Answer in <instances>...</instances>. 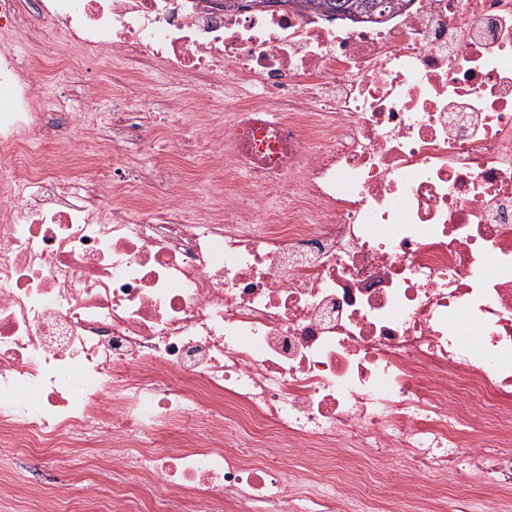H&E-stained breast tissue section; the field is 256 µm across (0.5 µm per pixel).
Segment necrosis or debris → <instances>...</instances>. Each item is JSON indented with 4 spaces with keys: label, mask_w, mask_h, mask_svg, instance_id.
<instances>
[{
    "label": "necrosis or debris",
    "mask_w": 512,
    "mask_h": 512,
    "mask_svg": "<svg viewBox=\"0 0 512 512\" xmlns=\"http://www.w3.org/2000/svg\"><path fill=\"white\" fill-rule=\"evenodd\" d=\"M28 43L33 60L10 51ZM119 61L84 135L113 153L153 123L133 73L223 84L203 113L243 192H288L266 226L226 199L198 220L165 172L80 183L17 167L61 138L41 61ZM138 183L153 206L125 199ZM178 428L168 447L165 433ZM298 449L283 471L279 450ZM98 447L68 489L112 512H402L363 468L402 466L418 512L460 471L512 503V0H408L385 22L224 0H0V495L24 458ZM344 449L325 476L316 449Z\"/></svg>",
    "instance_id": "necrosis-or-debris-1"
}]
</instances>
